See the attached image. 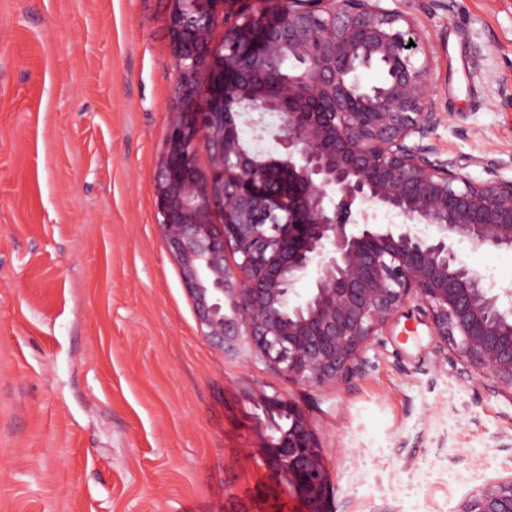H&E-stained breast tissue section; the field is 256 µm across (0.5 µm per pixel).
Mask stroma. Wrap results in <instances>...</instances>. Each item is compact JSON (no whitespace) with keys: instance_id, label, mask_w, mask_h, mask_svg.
Listing matches in <instances>:
<instances>
[{"instance_id":"1","label":"stroma","mask_w":512,"mask_h":512,"mask_svg":"<svg viewBox=\"0 0 512 512\" xmlns=\"http://www.w3.org/2000/svg\"><path fill=\"white\" fill-rule=\"evenodd\" d=\"M433 42L443 156L512 178V0H397ZM169 0H0V512H304L258 392L305 411L323 512H456L512 476V399L399 317L346 388L200 336L157 221L178 71ZM493 162V170L477 158ZM466 262L512 284V251Z\"/></svg>"}]
</instances>
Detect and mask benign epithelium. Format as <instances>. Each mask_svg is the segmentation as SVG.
<instances>
[{
	"mask_svg": "<svg viewBox=\"0 0 512 512\" xmlns=\"http://www.w3.org/2000/svg\"><path fill=\"white\" fill-rule=\"evenodd\" d=\"M228 0H170L180 104L158 182L168 251L200 335L226 354L307 386L349 385L393 320L415 305L437 362L512 400V285L459 253L512 250V179L471 180L442 157L444 122L425 33L386 0H287L261 7L210 45ZM414 46H409V43ZM298 66L266 94L254 78L283 54ZM380 60L379 85L359 73ZM206 73V81L200 73ZM252 126L285 150L262 160L235 133ZM212 158L209 178L197 154ZM403 217L373 224L376 212ZM266 456L322 512L328 472L305 412L258 395ZM457 512H512V477L491 479Z\"/></svg>",
	"mask_w": 512,
	"mask_h": 512,
	"instance_id": "7a95c632",
	"label": "benign epithelium"
}]
</instances>
